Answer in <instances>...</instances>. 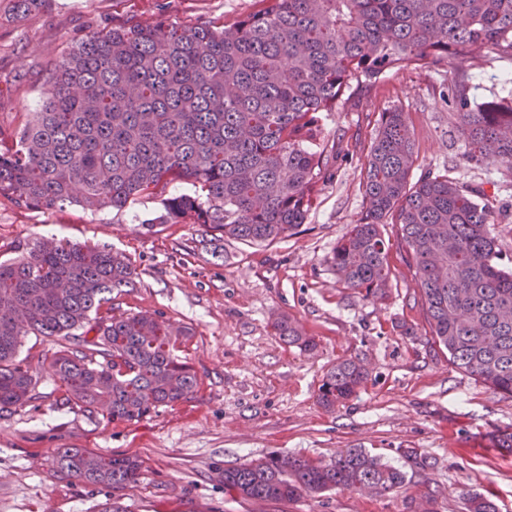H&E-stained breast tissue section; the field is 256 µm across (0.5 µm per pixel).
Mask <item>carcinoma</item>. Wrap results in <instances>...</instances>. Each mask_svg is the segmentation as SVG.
<instances>
[{"instance_id": "cac0c4a2", "label": "carcinoma", "mask_w": 512, "mask_h": 512, "mask_svg": "<svg viewBox=\"0 0 512 512\" xmlns=\"http://www.w3.org/2000/svg\"><path fill=\"white\" fill-rule=\"evenodd\" d=\"M505 59L512 0H256L220 25L128 19L76 42L49 69L36 119L0 130V197L37 210H121L153 195L161 223L202 226V248L215 257L228 240L270 244L295 234L314 208L329 166L328 113L393 70L451 67L464 159L512 170V92L469 95L472 67ZM415 161L406 112L382 113L364 162V210L328 261L342 287L388 299L381 226L396 225L433 342L454 368L512 397V271L499 263L492 206L446 169L413 178ZM172 183L191 192L169 193ZM136 278L121 253L54 238L0 260V412L33 398L36 381L19 360L30 335L58 345L50 366L61 407L138 422L196 394L200 380L182 356L192 328L114 314L112 293ZM270 327L290 346L316 347L286 314ZM361 362L345 358L326 372L321 407L357 393L368 377ZM488 439L512 455L511 430ZM54 463L114 491L143 471L136 457L83 448L60 449ZM405 481L362 448L328 462L271 453L224 467V494L255 505L337 488L385 494ZM466 500L468 512H496L487 496Z\"/></svg>"}]
</instances>
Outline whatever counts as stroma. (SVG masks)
I'll return each instance as SVG.
<instances>
[{
	"label": "stroma",
	"instance_id": "stroma-1",
	"mask_svg": "<svg viewBox=\"0 0 512 512\" xmlns=\"http://www.w3.org/2000/svg\"><path fill=\"white\" fill-rule=\"evenodd\" d=\"M254 0H50L46 8L10 14L0 2V127L32 121L45 74L74 42L112 22L197 17L231 19ZM452 76L443 69L390 72L326 122L342 151L305 224L269 246L228 243L220 259L200 247L196 224H156L157 198L138 197L122 210L69 206L37 212L0 198V258L46 235L125 253L137 285L115 296V313L150 312L192 327L186 352L201 381L198 393L162 407L139 423L93 420L58 409L49 359L53 341L26 337L20 357L34 375L37 397L0 414V512H97L111 488L56 473L58 449L136 455L142 475L121 493L127 512H254L224 495L226 465L273 452L330 460L367 448L406 473L405 484L377 495L335 490L266 512H415L432 496L435 512H466L469 491L491 493L498 512H512V456L486 448L484 436L512 427V396L454 368L425 334L421 300L393 225L390 297L362 299L338 287L328 257L364 208L362 168L382 112L403 108L414 131L415 174L447 170L482 187L496 213L502 265L512 270V177L464 160L453 108L443 99ZM512 89V62L476 67L470 94ZM296 319L317 347L310 352L273 336L271 315ZM365 358V385L326 410L316 393L333 362Z\"/></svg>",
	"mask_w": 512,
	"mask_h": 512
}]
</instances>
